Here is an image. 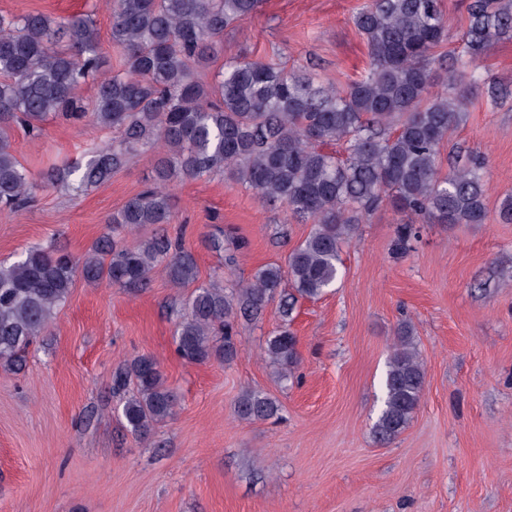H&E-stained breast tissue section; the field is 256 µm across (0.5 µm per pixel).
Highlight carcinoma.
<instances>
[{"instance_id":"cac0c4a2","label":"carcinoma","mask_w":512,"mask_h":512,"mask_svg":"<svg viewBox=\"0 0 512 512\" xmlns=\"http://www.w3.org/2000/svg\"><path fill=\"white\" fill-rule=\"evenodd\" d=\"M261 3L112 0L111 39L124 58L122 69L110 73L90 14H0L1 212H17L38 191L56 185L83 192L108 181L140 150L156 153L152 182L112 214L108 232L84 255L30 246L13 263H0L1 364L22 365L23 352L66 303L78 278L89 285L145 288L163 263L173 284L197 280L196 261L179 241L162 233L125 242L144 227L172 223L170 186L176 182L221 173L312 223L288 254L287 268L268 264L238 288L197 286L175 330L182 360L229 361L237 355L235 318L260 316L279 294L281 326L267 340L266 354L285 380L299 355L284 283L301 297L323 295L340 275L342 246L382 203L424 224L485 223L488 186L481 160L474 156L441 173V149L463 120L468 87L476 81L455 63L431 58L448 38L439 0H365L353 24L367 42L369 67L343 91L265 61L229 62L214 84L202 82L199 70L211 63L224 29L250 18ZM511 30L512 3L470 0V62ZM435 64L444 71V89L432 96ZM87 82L96 86L89 100L77 94ZM52 114L85 119L118 138L93 145L83 163L64 162L35 176L17 159L11 131L20 127L31 135ZM340 143L343 160L324 150ZM417 237L414 222L398 225L396 251L406 252ZM425 380L412 328L403 323L374 425L380 443H392L406 428ZM112 390L122 396V417L139 437L163 422L176 402L150 355L116 370ZM277 412L276 401L256 390L244 391L236 402L242 421Z\"/></svg>"}]
</instances>
